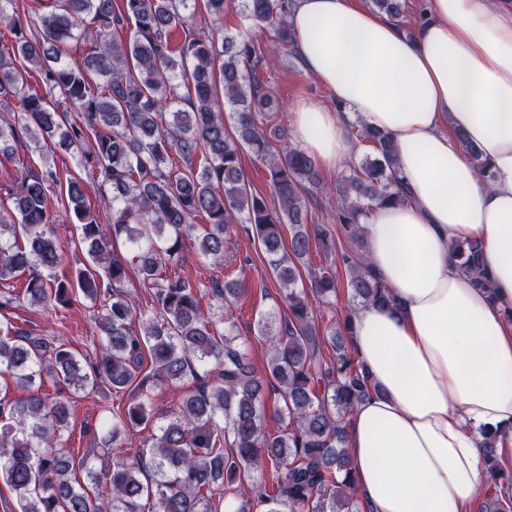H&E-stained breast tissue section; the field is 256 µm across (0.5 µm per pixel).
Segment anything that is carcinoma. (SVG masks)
<instances>
[{"mask_svg":"<svg viewBox=\"0 0 512 512\" xmlns=\"http://www.w3.org/2000/svg\"><path fill=\"white\" fill-rule=\"evenodd\" d=\"M39 3L44 12L33 18L18 12L17 0H0V25L10 34L5 40L0 32V112L9 114L0 120V169L25 170L0 195V281L32 306H99L100 345L83 364L61 334L37 336L0 312V379L22 391L15 400L0 397V481L14 494L10 504L0 502V512H215L216 489L243 496L249 472L263 466L277 471L275 482L237 512H353L346 422L374 387L347 353L352 313L341 334L334 325L319 328L314 300L333 304L338 281L335 270L308 266L312 248L334 249L330 228L306 224L307 185L319 182L318 167L304 151L280 144L282 129L268 131L282 104L262 85L261 49L246 35L224 33L234 0ZM200 7L212 28L175 38L187 11ZM289 7L290 0H241L244 16L272 27L284 47L293 44ZM126 29L133 30L130 39L116 37ZM73 41L87 44L74 63ZM219 83L232 107L231 127L216 105ZM56 92L75 110L71 118L57 111ZM353 135L376 157L353 168L341 190L337 221L358 249L339 261L353 301L383 306L391 298L368 262L360 217L405 195L391 137L364 125ZM26 137L40 150L78 155L80 171L21 161ZM245 149L266 166L279 208L247 183ZM86 174L112 203L107 227L87 198ZM58 207L78 227V246L88 256L68 277L56 275L64 251L51 228ZM239 231L260 246L288 308L276 321L262 315L257 323L273 344L262 377L235 344L234 326L224 327V305L238 298L241 282L211 283L212 298L221 301L215 310L203 307L200 286L168 273L181 265L186 237L216 265H234L224 259L225 241ZM121 238L123 253L114 249ZM452 252L474 285L494 295L480 242L458 243ZM304 267L308 289L298 286ZM133 274L150 290L149 309L128 298ZM327 350L340 367L328 366ZM189 376L203 383L182 392L177 409L155 415L143 390ZM47 379L54 397L42 392ZM105 385L130 388L136 397L104 422V442L77 459L62 444L70 415L64 392ZM269 387L282 399L274 416L282 431L267 424ZM149 424V457H122L126 435ZM495 441L493 433L484 443L488 484L496 490L489 509L506 512L512 478L497 467Z\"/></svg>","mask_w":512,"mask_h":512,"instance_id":"carcinoma-1","label":"carcinoma"}]
</instances>
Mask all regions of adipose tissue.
Here are the masks:
<instances>
[{
    "mask_svg": "<svg viewBox=\"0 0 512 512\" xmlns=\"http://www.w3.org/2000/svg\"><path fill=\"white\" fill-rule=\"evenodd\" d=\"M423 17L411 39L354 0H296L288 17L304 67L343 106L299 105L296 144L339 169L357 151L352 124L388 133L408 193L361 219L396 304L352 316L376 387L346 424L366 512H472L485 432L512 463V0H424ZM468 240L483 246L495 297L453 258Z\"/></svg>",
    "mask_w": 512,
    "mask_h": 512,
    "instance_id": "obj_1",
    "label": "adipose tissue"
}]
</instances>
